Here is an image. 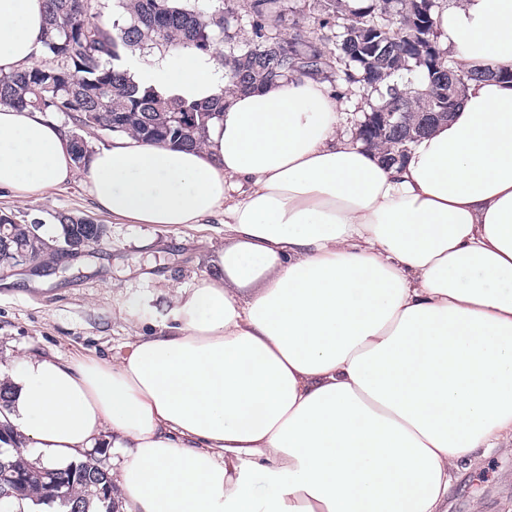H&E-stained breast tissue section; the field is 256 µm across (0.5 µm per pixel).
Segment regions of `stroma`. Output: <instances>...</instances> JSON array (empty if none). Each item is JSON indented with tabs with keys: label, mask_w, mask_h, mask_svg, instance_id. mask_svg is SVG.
<instances>
[{
	"label": "stroma",
	"mask_w": 512,
	"mask_h": 512,
	"mask_svg": "<svg viewBox=\"0 0 512 512\" xmlns=\"http://www.w3.org/2000/svg\"><path fill=\"white\" fill-rule=\"evenodd\" d=\"M94 218L107 235L91 258H62L54 271H18L0 278V373L25 354L62 360L112 356L129 336L161 324L169 291L208 271L210 244H223L220 218L188 227L122 224L98 212L83 175L61 189L25 199L0 191V214L57 233V214ZM512 512V452L488 453L461 473L448 494V512Z\"/></svg>",
	"instance_id": "obj_1"
}]
</instances>
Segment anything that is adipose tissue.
I'll use <instances>...</instances> for the list:
<instances>
[{
	"instance_id": "ef3b65f1",
	"label": "adipose tissue",
	"mask_w": 512,
	"mask_h": 512,
	"mask_svg": "<svg viewBox=\"0 0 512 512\" xmlns=\"http://www.w3.org/2000/svg\"><path fill=\"white\" fill-rule=\"evenodd\" d=\"M45 0H0V72L38 64ZM476 77L403 164L339 130L319 76L227 91L221 48L157 51L136 83L224 112L195 150H93L98 211L224 217L209 272L116 357L22 358L10 422L59 466L113 445L121 512H448L465 466L512 447V0L440 14ZM70 139L0 106V190L72 182Z\"/></svg>"
}]
</instances>
